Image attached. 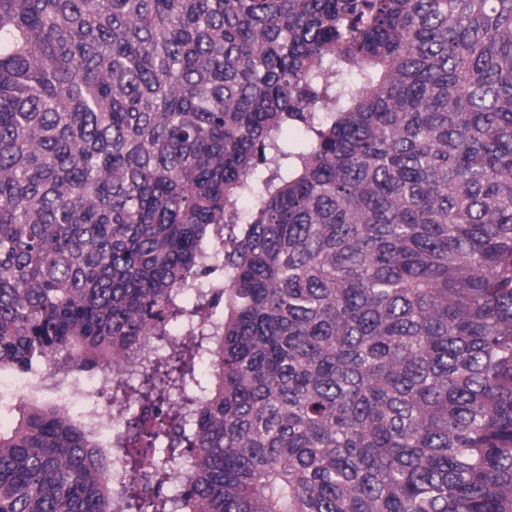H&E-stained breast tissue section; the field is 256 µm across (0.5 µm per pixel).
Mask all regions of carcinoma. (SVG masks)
<instances>
[{
	"instance_id": "carcinoma-1",
	"label": "carcinoma",
	"mask_w": 512,
	"mask_h": 512,
	"mask_svg": "<svg viewBox=\"0 0 512 512\" xmlns=\"http://www.w3.org/2000/svg\"><path fill=\"white\" fill-rule=\"evenodd\" d=\"M203 315L126 394L151 512H512V0H0V373ZM19 408L0 512L138 505Z\"/></svg>"
}]
</instances>
